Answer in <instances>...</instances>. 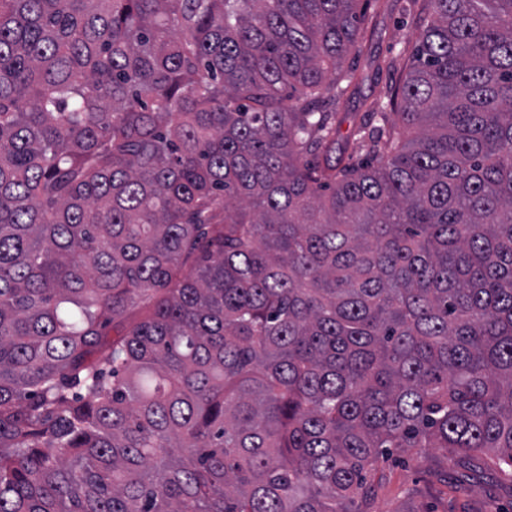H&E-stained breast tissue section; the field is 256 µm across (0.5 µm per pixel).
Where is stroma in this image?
<instances>
[{
    "label": "stroma",
    "mask_w": 512,
    "mask_h": 512,
    "mask_svg": "<svg viewBox=\"0 0 512 512\" xmlns=\"http://www.w3.org/2000/svg\"><path fill=\"white\" fill-rule=\"evenodd\" d=\"M363 8L372 34L361 53L347 59L364 80L358 96L344 106L350 114L341 127L345 136L368 119L363 99L379 97L388 81L387 74L373 72L369 58L394 57L406 63L417 38L402 8L380 13L371 0ZM368 478L378 487L376 512H512V470L499 468L489 456L476 468L467 458L434 450L394 454L380 459Z\"/></svg>",
    "instance_id": "1"
}]
</instances>
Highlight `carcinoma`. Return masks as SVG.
Masks as SVG:
<instances>
[{
  "label": "carcinoma",
  "mask_w": 512,
  "mask_h": 512,
  "mask_svg": "<svg viewBox=\"0 0 512 512\" xmlns=\"http://www.w3.org/2000/svg\"><path fill=\"white\" fill-rule=\"evenodd\" d=\"M418 1L343 138L360 0H0V512L512 468V0Z\"/></svg>",
  "instance_id": "obj_1"
}]
</instances>
